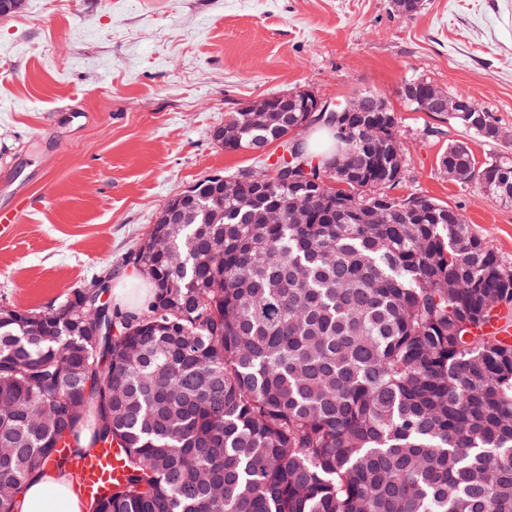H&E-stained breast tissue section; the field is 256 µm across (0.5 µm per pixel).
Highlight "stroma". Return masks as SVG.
Instances as JSON below:
<instances>
[{"label": "stroma", "mask_w": 512, "mask_h": 512, "mask_svg": "<svg viewBox=\"0 0 512 512\" xmlns=\"http://www.w3.org/2000/svg\"><path fill=\"white\" fill-rule=\"evenodd\" d=\"M423 79L491 112L487 141L413 110ZM332 103L380 91L407 157L394 193L456 207L512 263V203L448 178L465 143L477 162L512 156V0H25L0 17V204L22 201L0 237V305L43 311L108 272L173 197L252 169L212 138L243 104L298 90Z\"/></svg>", "instance_id": "stroma-1"}]
</instances>
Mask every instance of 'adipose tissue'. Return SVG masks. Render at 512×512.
<instances>
[{"label":"adipose tissue","mask_w":512,"mask_h":512,"mask_svg":"<svg viewBox=\"0 0 512 512\" xmlns=\"http://www.w3.org/2000/svg\"><path fill=\"white\" fill-rule=\"evenodd\" d=\"M19 512H82V506L67 477L42 466L25 483Z\"/></svg>","instance_id":"obj_1"}]
</instances>
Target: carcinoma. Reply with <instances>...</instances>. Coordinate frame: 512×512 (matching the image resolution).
<instances>
[{
	"instance_id": "obj_1",
	"label": "carcinoma",
	"mask_w": 512,
	"mask_h": 512,
	"mask_svg": "<svg viewBox=\"0 0 512 512\" xmlns=\"http://www.w3.org/2000/svg\"><path fill=\"white\" fill-rule=\"evenodd\" d=\"M357 112L240 174L337 170L332 195L270 183L254 206L209 180L170 250L124 263L151 281L125 311L77 288L56 308L0 306V512L57 447L116 446L122 478L90 512H512V345L476 329L512 309L506 263L452 206L391 194L396 118ZM455 123L493 140L490 113ZM282 117L246 126L272 143ZM445 173L512 203V158ZM307 206L312 224H297ZM280 223L267 224L268 208Z\"/></svg>"
}]
</instances>
